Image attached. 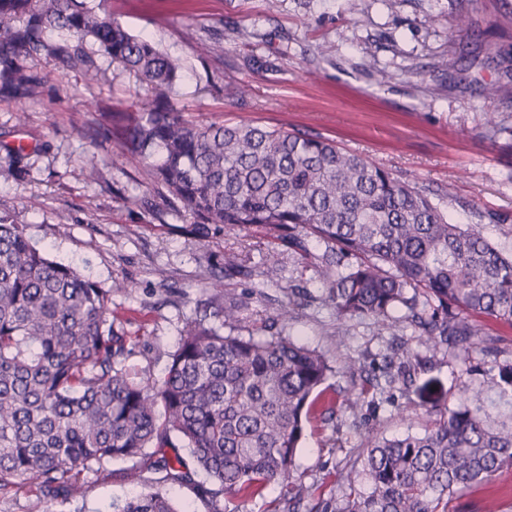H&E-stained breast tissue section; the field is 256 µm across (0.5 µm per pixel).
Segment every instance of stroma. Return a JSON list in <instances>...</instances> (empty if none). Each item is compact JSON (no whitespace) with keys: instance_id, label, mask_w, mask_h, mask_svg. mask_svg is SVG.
Instances as JSON below:
<instances>
[{"instance_id":"stroma-1","label":"stroma","mask_w":512,"mask_h":512,"mask_svg":"<svg viewBox=\"0 0 512 512\" xmlns=\"http://www.w3.org/2000/svg\"><path fill=\"white\" fill-rule=\"evenodd\" d=\"M128 30L184 63L172 101L199 125L252 122L333 140L439 203L454 224H468L512 252V23L497 19L496 0H108ZM222 27L224 53L207 31ZM86 79L50 57L28 64L40 94L25 102L0 96V213L23 224L32 243L101 287L125 280L112 296L115 330L136 344L129 373L158 380L184 323L213 291L224 253L269 261L276 276L224 280L241 302L244 331L262 333L296 289L285 332L323 352L338 372L326 383L291 471L313 499L336 500L340 474L368 434L421 437L435 409L458 401L461 357L419 348L411 382L397 403L370 390L362 414L345 406L343 363L392 343L370 318L337 321L321 301L313 257L289 254L255 230L211 234L208 247L177 227L189 216L166 208L148 189L141 163L96 139L104 112H126L150 91L99 57ZM388 81H381V74ZM498 96H489L490 88ZM25 121H18V113ZM97 175L87 178L89 157ZM125 464L82 472L83 499L55 512H107L133 496ZM481 512H512V469L467 490Z\"/></svg>"}]
</instances>
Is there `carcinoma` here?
Wrapping results in <instances>:
<instances>
[{
	"label": "carcinoma",
	"instance_id": "cac0c4a2",
	"mask_svg": "<svg viewBox=\"0 0 512 512\" xmlns=\"http://www.w3.org/2000/svg\"><path fill=\"white\" fill-rule=\"evenodd\" d=\"M106 0H0V96L30 100L40 80L27 60L51 53L92 80L97 47L152 93L135 112L103 114L102 132L145 164L147 179L174 211L193 219L182 234L207 242L209 230L257 228L293 251L324 246L316 268L325 302L339 321L405 319L417 343L465 359L461 400L437 411L423 437L372 435L346 472L342 502L315 512H449L471 487L512 468V358L481 335L472 315L512 325V254L479 231L451 224L422 191L366 159L305 132L246 122L199 126L171 92L182 62L112 18ZM70 39L49 48L47 36ZM239 253L224 276H269ZM115 280L100 287L36 248L24 226L0 214V491L35 493L36 506L85 496L79 474L96 464L130 462L127 479L144 488L115 512H185L162 487L190 485L210 512L220 497L253 496L286 484L281 512H299L309 490L288 482L304 438L312 396L335 367L320 352L277 332L242 334V306L217 291L210 312L188 321L163 378L137 380L125 367L130 337L112 328ZM476 357H471V354ZM418 359L402 339L369 369L345 364L356 379L399 389ZM161 455L148 479L135 465L148 448Z\"/></svg>",
	"mask_w": 512,
	"mask_h": 512
}]
</instances>
